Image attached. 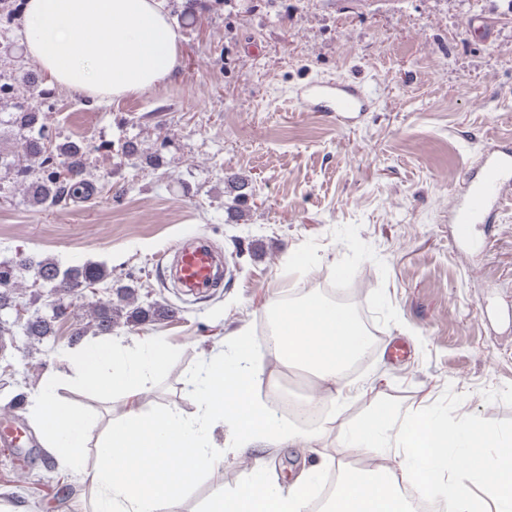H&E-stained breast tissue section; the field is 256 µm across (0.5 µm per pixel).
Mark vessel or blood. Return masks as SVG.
Returning <instances> with one entry per match:
<instances>
[{
  "label": "vessel or blood",
  "mask_w": 512,
  "mask_h": 512,
  "mask_svg": "<svg viewBox=\"0 0 512 512\" xmlns=\"http://www.w3.org/2000/svg\"><path fill=\"white\" fill-rule=\"evenodd\" d=\"M303 98L311 108L323 112H367L371 99L362 86L338 81H313L303 90ZM512 192V154L491 153L484 157L481 168L471 175L449 217L456 226L458 240L467 242L474 225L483 223L498 209L507 192ZM178 279L182 287L201 291L214 287L219 268L203 238H195L175 255Z\"/></svg>",
  "instance_id": "vessel-or-blood-1"
}]
</instances>
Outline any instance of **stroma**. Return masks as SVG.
Returning a JSON list of instances; mask_svg holds the SVG:
<instances>
[{"instance_id":"obj_1","label":"stroma","mask_w":512,"mask_h":512,"mask_svg":"<svg viewBox=\"0 0 512 512\" xmlns=\"http://www.w3.org/2000/svg\"><path fill=\"white\" fill-rule=\"evenodd\" d=\"M511 0H202L181 21L184 0H169L184 40L164 85L93 103L55 87L41 102L54 143L88 144L85 176L102 193L67 206L32 204L13 170L0 168V260L16 254L62 266L102 262L112 277L97 296L131 286L141 304L172 314L118 325L113 341L153 336L173 351L142 409H195L188 378L211 350L247 333L259 343L273 300L304 290L327 297L344 285L351 313L377 345L349 380L372 382L401 410L423 402L449 420H470L512 435V203L476 225L477 250L460 242L448 206L482 154L512 148ZM492 24L484 37L480 22ZM0 23V116L39 67L18 32ZM340 78L365 86L371 112L344 126L335 113L307 108L306 83ZM135 140L159 154L151 167L125 157ZM246 176L252 195L242 216L227 212L226 174ZM204 237L228 272L203 296L174 287L175 248ZM343 272L337 282L335 272ZM404 349L400 359L388 345ZM0 357V423L26 431V447L0 450V494L20 470L38 476L13 490L11 512H90L78 470L44 459L48 431L28 408L10 409L56 380L55 397L101 434L127 411L117 392L88 389L69 375L65 348L24 336ZM315 456L285 448L231 453L224 479L263 471L289 486Z\"/></svg>"}]
</instances>
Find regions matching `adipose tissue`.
<instances>
[{
  "label": "adipose tissue",
  "instance_id": "ef3b65f1",
  "mask_svg": "<svg viewBox=\"0 0 512 512\" xmlns=\"http://www.w3.org/2000/svg\"><path fill=\"white\" fill-rule=\"evenodd\" d=\"M22 18L26 51L51 84L90 99L158 88L179 64L182 36L168 0H25ZM275 314L276 359L309 372L331 404L345 405L355 388L345 371L368 347L367 330L317 296L277 307ZM170 350L162 338L122 347L97 336L69 352L80 382L120 392L129 402L125 418L96 442L99 464L81 472L95 512H183L191 485L223 467L227 452L313 448L325 435L321 425L303 432L282 421L258 397L263 369L244 334L231 351L204 358L188 379L193 414L175 406L144 412L141 397ZM30 413L70 462L92 442L88 420L60 410L48 392L32 396ZM327 419L338 424L339 447L368 460L394 457L397 465L340 471L335 456L324 452L286 489L261 473L232 488L215 484L206 512H315V490L334 472L340 479L326 512H412L402 493L408 484L435 501L438 512H512V436L468 420L449 422L433 406L402 416L378 397L359 418L340 422L331 413ZM219 429L230 446L216 443ZM471 483L493 484L490 502L473 497Z\"/></svg>",
  "mask_w": 512,
  "mask_h": 512
}]
</instances>
